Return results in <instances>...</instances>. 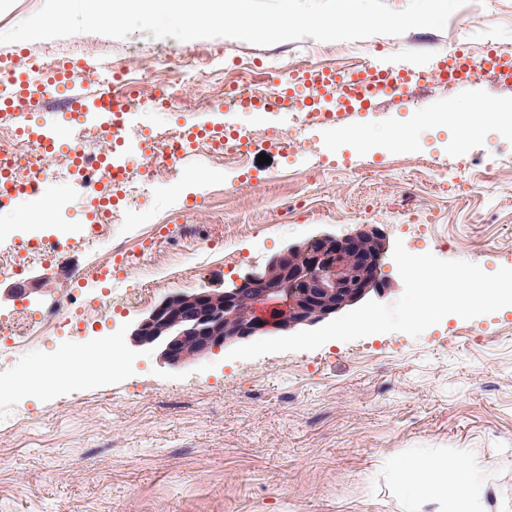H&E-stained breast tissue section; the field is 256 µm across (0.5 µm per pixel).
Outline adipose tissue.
<instances>
[{
  "instance_id": "obj_1",
  "label": "adipose tissue",
  "mask_w": 512,
  "mask_h": 512,
  "mask_svg": "<svg viewBox=\"0 0 512 512\" xmlns=\"http://www.w3.org/2000/svg\"><path fill=\"white\" fill-rule=\"evenodd\" d=\"M457 466L451 483L429 480L424 469L410 462L400 463L396 472L398 493L407 505L432 499L444 512H484L487 484L484 460L468 450L454 453Z\"/></svg>"
}]
</instances>
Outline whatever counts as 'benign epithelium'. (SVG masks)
I'll return each instance as SVG.
<instances>
[{
  "mask_svg": "<svg viewBox=\"0 0 512 512\" xmlns=\"http://www.w3.org/2000/svg\"><path fill=\"white\" fill-rule=\"evenodd\" d=\"M381 242L370 229L289 245L262 271L231 288L164 297L136 323L131 336L139 346L159 349L166 362L179 364L235 341L316 325L385 288L368 253ZM245 301L251 315L241 318Z\"/></svg>",
  "mask_w": 512,
  "mask_h": 512,
  "instance_id": "benign-epithelium-1",
  "label": "benign epithelium"
}]
</instances>
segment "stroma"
<instances>
[{
  "label": "stroma",
  "instance_id": "1",
  "mask_svg": "<svg viewBox=\"0 0 512 512\" xmlns=\"http://www.w3.org/2000/svg\"><path fill=\"white\" fill-rule=\"evenodd\" d=\"M92 61L128 65L129 45L156 48L172 38L136 31L116 39L79 36ZM512 42V0H467L443 30L328 41L316 66L411 55L424 67L465 49L482 56ZM221 85L262 90L283 79L278 45L219 37ZM512 78L431 83L407 96L373 100L339 122L290 133L292 112H198L157 106L126 115L121 133L108 117L94 127L32 103L26 136H54V157L72 159L93 143L147 177L144 156L159 127L258 133L267 163L211 164L188 147L163 182L139 199L145 221L113 225L88 244L79 229L95 206L66 179L50 180L46 202L71 198L40 227L60 252L0 278V328L26 309L42 325L57 302L62 329L23 351H0V512H406L392 459L470 448L487 464L486 512H512V306L465 320L455 314L419 338L402 332L313 351L227 359L225 351L180 365L135 346L131 332L166 296L221 291L264 269L285 246L322 234L376 230L386 247L466 260L492 273L512 268ZM452 113L441 122L440 113ZM408 145H401V138ZM497 167L485 183L484 167ZM130 254L112 279L147 289L141 302L86 318L107 289L97 279L117 247ZM117 342V373L88 372L81 383L21 389L60 362L73 339Z\"/></svg>",
  "mask_w": 512,
  "mask_h": 512
}]
</instances>
